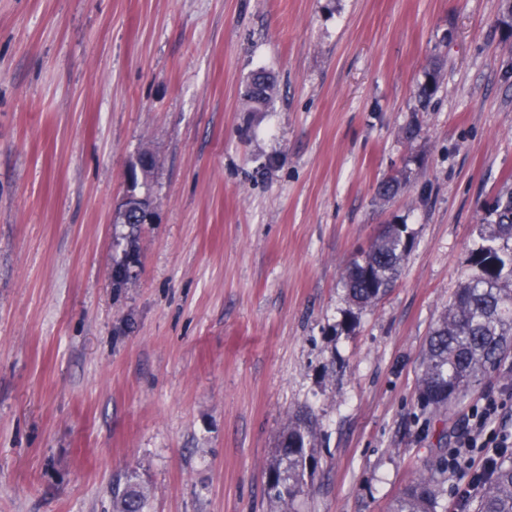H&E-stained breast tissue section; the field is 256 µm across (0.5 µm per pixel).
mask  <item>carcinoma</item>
Segmentation results:
<instances>
[{
	"label": "carcinoma",
	"mask_w": 512,
	"mask_h": 512,
	"mask_svg": "<svg viewBox=\"0 0 512 512\" xmlns=\"http://www.w3.org/2000/svg\"><path fill=\"white\" fill-rule=\"evenodd\" d=\"M439 88L437 68L424 73L418 87L428 103ZM275 78L254 72L241 97L251 112L271 104ZM489 230L471 252L474 271L456 289L428 336L420 378L422 410L445 415L466 390L497 371L512 349V188L499 193L486 209ZM407 225L393 223L350 263L343 276L352 307L362 310L379 299L397 281L411 246ZM317 421L311 412L288 414L273 459L267 468L264 495L270 512H296L294 504L311 477ZM448 483V449H440L435 466L409 484L390 512H437ZM148 493L139 474L127 475L112 486V512H146ZM473 512H512V459L501 460L489 482L481 486Z\"/></svg>",
	"instance_id": "cac0c4a2"
}]
</instances>
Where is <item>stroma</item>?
<instances>
[{
	"mask_svg": "<svg viewBox=\"0 0 512 512\" xmlns=\"http://www.w3.org/2000/svg\"><path fill=\"white\" fill-rule=\"evenodd\" d=\"M503 4L0 0V512H112L133 470L148 512H268L301 407L320 434L298 512H389L512 392V353L444 424L418 387L483 207L512 186ZM260 68L277 93L251 112ZM145 152L151 218L131 226ZM394 221L400 276L351 312L342 274ZM275 89V78L261 69L250 76L243 87L241 97L249 111L263 112L271 104Z\"/></svg>",
	"mask_w": 512,
	"mask_h": 512,
	"instance_id": "35a3bbf8",
	"label": "stroma"
}]
</instances>
